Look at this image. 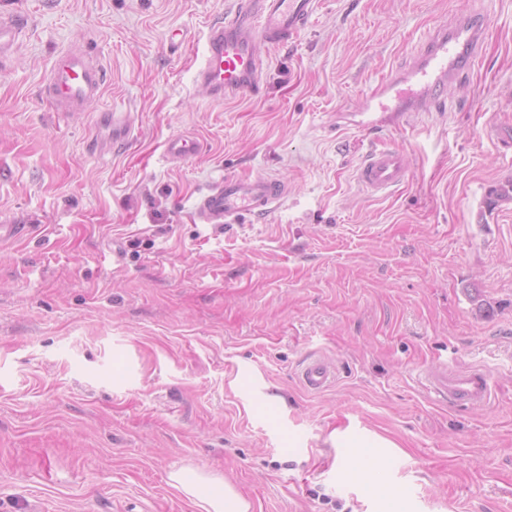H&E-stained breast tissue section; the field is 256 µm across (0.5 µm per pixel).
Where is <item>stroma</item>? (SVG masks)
<instances>
[{
    "mask_svg": "<svg viewBox=\"0 0 512 512\" xmlns=\"http://www.w3.org/2000/svg\"><path fill=\"white\" fill-rule=\"evenodd\" d=\"M232 2L0 0L26 23L0 63V224L22 228L0 242V512H199L167 483L186 464L251 512H383L390 491L405 512H512V203L485 202L512 178V0H319L261 94L219 102L195 71ZM469 12L482 54L444 101L337 125ZM72 46L106 82L66 118L43 87ZM113 112L131 142L96 144ZM178 136L198 153L171 158ZM386 146L408 175L372 195L355 171ZM227 175L288 194L203 223ZM312 353L338 369L319 395L296 379ZM432 363L483 369L489 404H434ZM375 435L376 485L354 456Z\"/></svg>",
    "mask_w": 512,
    "mask_h": 512,
    "instance_id": "35a3bbf8",
    "label": "stroma"
}]
</instances>
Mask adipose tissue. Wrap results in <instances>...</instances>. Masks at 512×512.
I'll use <instances>...</instances> for the list:
<instances>
[{"instance_id": "obj_1", "label": "adipose tissue", "mask_w": 512, "mask_h": 512, "mask_svg": "<svg viewBox=\"0 0 512 512\" xmlns=\"http://www.w3.org/2000/svg\"><path fill=\"white\" fill-rule=\"evenodd\" d=\"M170 486L202 512H250V503L223 477L186 466L169 474Z\"/></svg>"}]
</instances>
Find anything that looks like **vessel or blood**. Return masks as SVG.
Segmentation results:
<instances>
[{"instance_id":"b4317fda","label":"vessel or blood","mask_w":512,"mask_h":512,"mask_svg":"<svg viewBox=\"0 0 512 512\" xmlns=\"http://www.w3.org/2000/svg\"><path fill=\"white\" fill-rule=\"evenodd\" d=\"M317 4L318 0H234L223 20L209 27L197 81L218 101L258 95L265 71L261 47L295 42ZM23 27L21 17L0 16V60L12 50ZM484 31L483 21L464 19L452 28L431 33L409 68L389 76L370 98L359 127L377 128L387 123L389 115L418 111L422 100L439 98L448 81L476 64ZM104 82L105 72L98 62L69 50L52 66L45 93L58 112L77 116L100 96ZM406 177L402 153L395 148L369 150L356 170L358 184L370 193L387 192ZM286 195V185L276 179L228 177L203 198L198 216L209 224H230L244 214L265 216ZM421 376L425 390L437 403L474 406L489 401V377L482 369L459 371L432 364ZM296 377L304 391L318 395L335 385L336 364L326 356L311 355L299 363Z\"/></svg>"}]
</instances>
